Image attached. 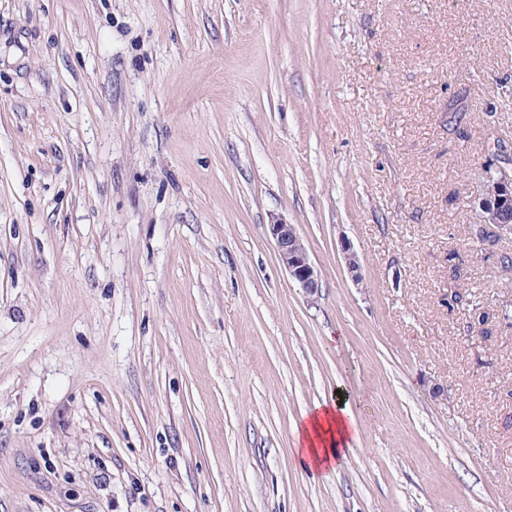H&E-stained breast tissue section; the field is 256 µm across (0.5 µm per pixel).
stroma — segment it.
<instances>
[{
	"label": "stroma",
	"mask_w": 512,
	"mask_h": 512,
	"mask_svg": "<svg viewBox=\"0 0 512 512\" xmlns=\"http://www.w3.org/2000/svg\"><path fill=\"white\" fill-rule=\"evenodd\" d=\"M499 144L512 0H0V512H512ZM476 212L479 223L470 224V233L476 239L489 246L498 245L500 239L489 237L482 224H488L490 232L502 238L512 233V171L509 175L500 169V175L490 176L484 185L482 197L479 198ZM281 264L291 279L308 296L318 292L319 279L308 250L298 236L295 225L282 220L269 224ZM340 396L315 404L294 424L295 463L307 473L334 472L353 451L359 432L347 400Z\"/></svg>",
	"instance_id": "1"
}]
</instances>
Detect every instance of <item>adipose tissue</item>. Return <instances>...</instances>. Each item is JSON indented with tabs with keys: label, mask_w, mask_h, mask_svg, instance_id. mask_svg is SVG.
<instances>
[{
	"label": "adipose tissue",
	"mask_w": 512,
	"mask_h": 512,
	"mask_svg": "<svg viewBox=\"0 0 512 512\" xmlns=\"http://www.w3.org/2000/svg\"><path fill=\"white\" fill-rule=\"evenodd\" d=\"M357 438V424L345 400L315 404L294 424L295 463L308 473L335 471L352 453Z\"/></svg>",
	"instance_id": "obj_1"
}]
</instances>
